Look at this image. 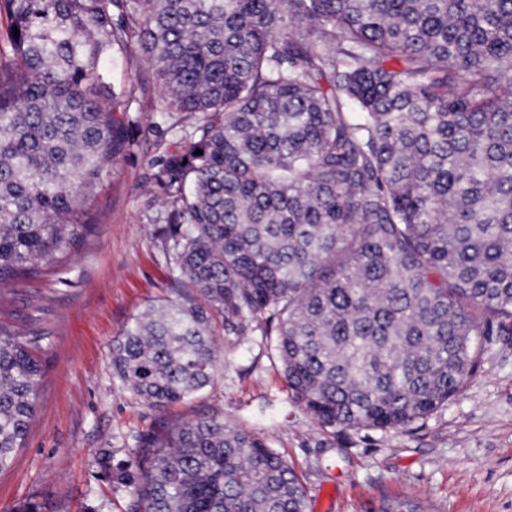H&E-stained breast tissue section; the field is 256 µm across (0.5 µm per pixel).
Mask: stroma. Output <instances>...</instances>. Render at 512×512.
<instances>
[{"instance_id": "stroma-1", "label": "stroma", "mask_w": 512, "mask_h": 512, "mask_svg": "<svg viewBox=\"0 0 512 512\" xmlns=\"http://www.w3.org/2000/svg\"><path fill=\"white\" fill-rule=\"evenodd\" d=\"M124 147L87 209L93 230L37 288L6 289L0 318L49 335L24 448L0 472V512L34 500L43 512H129L130 496L98 465L128 457L135 434L202 416L249 429L278 451L307 494V512H512V336L494 332L459 393L403 433L326 427L293 400L266 335L246 317L217 338L212 385L169 410L135 398L112 374V340L147 305L172 297L164 234L173 205L152 182L190 117L158 109L147 57L131 44L112 60Z\"/></svg>"}]
</instances>
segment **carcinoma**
<instances>
[{
	"instance_id": "cac0c4a2",
	"label": "carcinoma",
	"mask_w": 512,
	"mask_h": 512,
	"mask_svg": "<svg viewBox=\"0 0 512 512\" xmlns=\"http://www.w3.org/2000/svg\"><path fill=\"white\" fill-rule=\"evenodd\" d=\"M0 18L1 287L93 229L123 149L114 53L138 41L161 111L198 115L153 176L180 291L112 340L136 398L208 387L218 323L266 314L309 414L404 432L460 391L492 322L512 329V0H0ZM42 340L0 321V471ZM135 442L112 473L131 512H306L281 456L222 419Z\"/></svg>"
}]
</instances>
